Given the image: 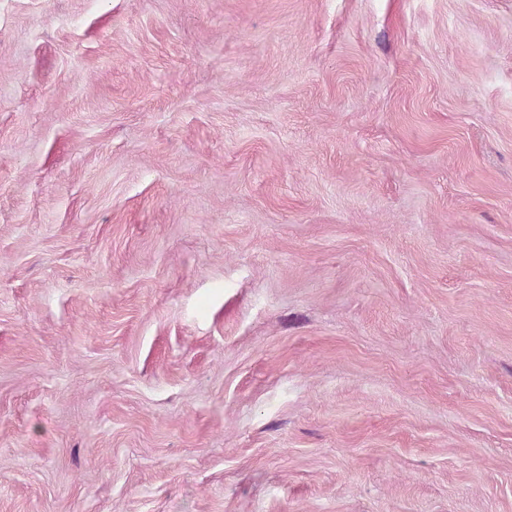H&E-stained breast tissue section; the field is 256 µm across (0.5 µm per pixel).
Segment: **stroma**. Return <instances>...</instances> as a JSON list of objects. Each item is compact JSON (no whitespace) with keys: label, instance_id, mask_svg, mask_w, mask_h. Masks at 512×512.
I'll use <instances>...</instances> for the list:
<instances>
[{"label":"stroma","instance_id":"stroma-1","mask_svg":"<svg viewBox=\"0 0 512 512\" xmlns=\"http://www.w3.org/2000/svg\"><path fill=\"white\" fill-rule=\"evenodd\" d=\"M0 512H512V0H0Z\"/></svg>","mask_w":512,"mask_h":512}]
</instances>
